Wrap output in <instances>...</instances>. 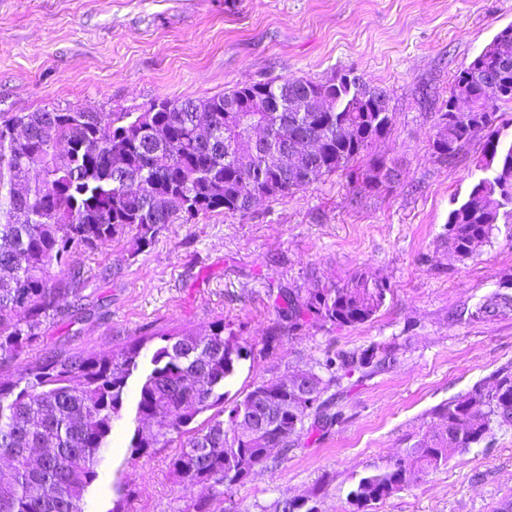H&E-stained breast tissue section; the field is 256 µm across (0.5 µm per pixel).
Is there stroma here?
Wrapping results in <instances>:
<instances>
[{
	"label": "stroma",
	"instance_id": "stroma-1",
	"mask_svg": "<svg viewBox=\"0 0 512 512\" xmlns=\"http://www.w3.org/2000/svg\"><path fill=\"white\" fill-rule=\"evenodd\" d=\"M509 25L512 0H0V112H118L352 69L387 93L394 115L391 134L355 162L396 160L392 188L370 192L338 172L244 214L165 225L142 250L125 236L75 252L80 297L19 359L0 363V380L46 356L90 355L148 329L202 335L220 320L249 352L226 386L230 402L344 351L389 345L396 357L343 379L332 427L303 432L276 465L220 496L204 485L182 491L171 449L131 456L132 427L115 422L86 512H110L120 480L133 486L131 512H185L197 500L210 512H273L284 497L349 512L350 491L402 455L409 435L429 430L433 407L512 371V311L454 318L512 287V224L463 260L442 241L451 209L483 176L484 140L475 136L449 163L430 148L454 76ZM358 271L390 288L370 321L314 320L289 333L270 290L340 285ZM506 501L512 425H496L371 512H500Z\"/></svg>",
	"mask_w": 512,
	"mask_h": 512
}]
</instances>
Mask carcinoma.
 <instances>
[{"label": "carcinoma", "mask_w": 512, "mask_h": 512, "mask_svg": "<svg viewBox=\"0 0 512 512\" xmlns=\"http://www.w3.org/2000/svg\"><path fill=\"white\" fill-rule=\"evenodd\" d=\"M493 71L505 93L490 98L483 75ZM451 87L465 91L475 112L439 109L433 153L456 158L479 133L485 134L484 169L465 199L448 215L445 243L468 258L490 241L496 224H512V142L502 140L499 103L512 102V31H499ZM244 123L229 105L253 103ZM155 112H89L42 109L0 113V361L18 358L62 313L61 302L78 297L83 285L72 270L78 247L95 250L133 234L140 247L152 244L164 224H191L215 212H248L262 203L304 189L350 164L375 141L390 134L388 104L372 109L340 82L328 85L306 77L257 80L231 92L198 100L159 99ZM305 131L310 144L300 150L283 143ZM38 180L29 182L31 171ZM397 163L371 158L363 181L381 191L395 183ZM56 268L63 279L51 275ZM387 284L363 272L336 287L307 294L280 288L277 312L288 330L312 319L357 326L385 305ZM512 308V293H498L456 320H492ZM160 340L142 366L143 346ZM248 357L233 330L218 322L200 338L190 331L150 332L118 350L88 356H48L26 364L17 378L0 381V512H85L90 487L99 476L114 422L126 413L129 379L137 376L138 399L131 455L178 443L171 472L187 488L206 484L215 494L244 483L239 460L263 465L271 452L228 430L249 406L255 390L224 407L225 385ZM384 349L342 352L326 359L317 405L309 408L283 386L280 400L294 405L280 426L288 435L275 447L286 450L304 429L332 426L333 398L324 394L340 380L366 369L390 366ZM208 419L196 424L207 411ZM432 434L406 446L389 467L361 478L349 493L353 512L381 502L415 475L435 471L457 453L480 443L491 424L512 423V372L499 371L465 394L431 411ZM133 497L118 483L110 512H125Z\"/></svg>", "instance_id": "cac0c4a2"}]
</instances>
